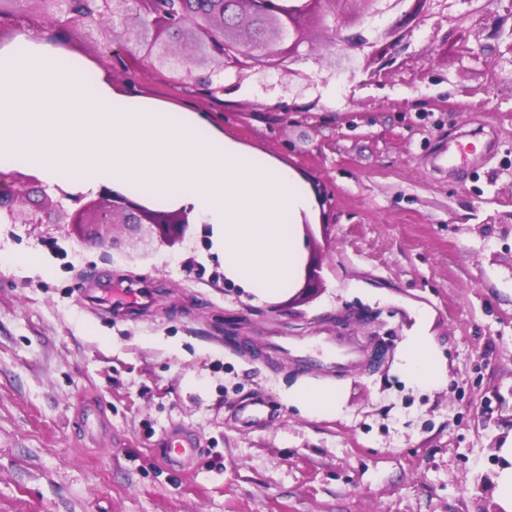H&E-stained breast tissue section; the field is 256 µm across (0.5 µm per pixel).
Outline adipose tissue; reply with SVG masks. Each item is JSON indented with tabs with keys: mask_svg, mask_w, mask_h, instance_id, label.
Masks as SVG:
<instances>
[{
	"mask_svg": "<svg viewBox=\"0 0 512 512\" xmlns=\"http://www.w3.org/2000/svg\"><path fill=\"white\" fill-rule=\"evenodd\" d=\"M0 163L79 194L109 183L148 205L191 209L211 225L224 275L268 302L299 275L297 218L314 198L287 163L222 131L206 116L112 83L93 61L28 33L0 47ZM400 344L396 374L435 388L447 374L421 324ZM313 419L343 407V387L309 378L283 393Z\"/></svg>",
	"mask_w": 512,
	"mask_h": 512,
	"instance_id": "adipose-tissue-1",
	"label": "adipose tissue"
}]
</instances>
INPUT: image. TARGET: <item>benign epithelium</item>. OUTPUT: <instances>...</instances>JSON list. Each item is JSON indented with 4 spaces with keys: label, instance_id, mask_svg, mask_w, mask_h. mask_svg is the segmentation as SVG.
I'll return each instance as SVG.
<instances>
[{
    "label": "benign epithelium",
    "instance_id": "1",
    "mask_svg": "<svg viewBox=\"0 0 512 512\" xmlns=\"http://www.w3.org/2000/svg\"><path fill=\"white\" fill-rule=\"evenodd\" d=\"M170 7V0H108L104 15L73 13L65 21L72 32L106 30L113 17L121 16L131 29L146 31L140 47L151 53L149 65L185 67L187 77L198 84H224L232 76L241 81L252 73H292L291 65L302 58L306 43L302 24L311 20L326 25L329 17L361 5L372 24L374 38L359 46L370 47L369 65L374 77L394 62V51L408 25L424 21L432 10L448 8V0H410L400 18L384 22L405 0H217L211 9ZM191 31L193 44L173 42L175 35ZM37 177L0 169V212L11 224H122L132 230L149 226L150 235L162 243L183 238L195 223L185 208L153 209L135 197L103 186L94 195L54 197Z\"/></svg>",
    "mask_w": 512,
    "mask_h": 512
}]
</instances>
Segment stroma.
Listing matches in <instances>:
<instances>
[{"label": "stroma", "mask_w": 512, "mask_h": 512, "mask_svg": "<svg viewBox=\"0 0 512 512\" xmlns=\"http://www.w3.org/2000/svg\"><path fill=\"white\" fill-rule=\"evenodd\" d=\"M29 0H0V47L42 34L132 92L207 114L297 169L319 201L300 237L319 287L255 304L224 276L210 225L142 248L120 226L0 220V512H498L512 436V0H454L369 79L359 14L306 25L309 89L253 74L212 98L165 69L107 61V34L41 32ZM468 30L474 53L456 40ZM474 142L468 161L448 148ZM153 292L131 313L85 306L86 277ZM426 313L448 375L392 373ZM382 352H375V344ZM344 386L312 419L281 400L299 378ZM264 397L263 425L235 423ZM194 433L185 471L158 453ZM500 456L505 461L496 478L495 494L505 509L512 511V436L500 448Z\"/></svg>", "instance_id": "35a3bbf8"}]
</instances>
